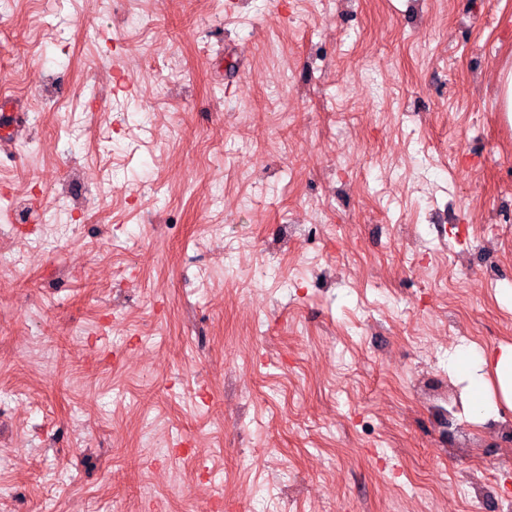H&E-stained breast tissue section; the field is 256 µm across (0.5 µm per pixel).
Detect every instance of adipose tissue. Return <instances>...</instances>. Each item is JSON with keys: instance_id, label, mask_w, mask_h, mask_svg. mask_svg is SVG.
<instances>
[{"instance_id": "ef3b65f1", "label": "adipose tissue", "mask_w": 512, "mask_h": 512, "mask_svg": "<svg viewBox=\"0 0 512 512\" xmlns=\"http://www.w3.org/2000/svg\"><path fill=\"white\" fill-rule=\"evenodd\" d=\"M453 362L455 370L470 380L474 415L490 414L502 404L512 408V346L459 350Z\"/></svg>"}]
</instances>
